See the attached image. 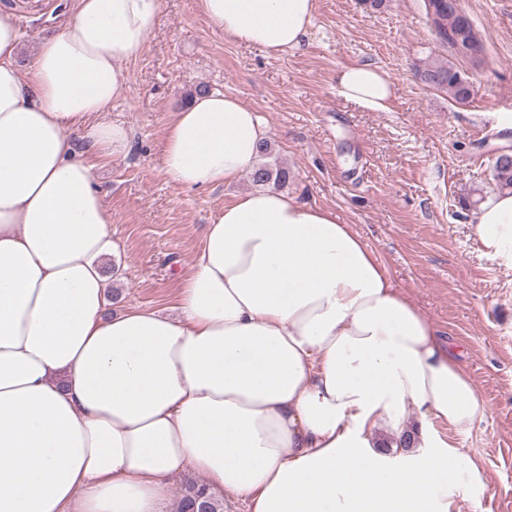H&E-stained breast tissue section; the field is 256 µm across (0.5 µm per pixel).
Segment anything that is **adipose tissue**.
I'll list each match as a JSON object with an SVG mask.
<instances>
[{
	"instance_id": "1",
	"label": "adipose tissue",
	"mask_w": 512,
	"mask_h": 512,
	"mask_svg": "<svg viewBox=\"0 0 512 512\" xmlns=\"http://www.w3.org/2000/svg\"><path fill=\"white\" fill-rule=\"evenodd\" d=\"M199 4L271 56L302 44L317 8ZM159 16L160 0H73L23 72L0 9V512H160L188 470L250 512H449V478L480 473L433 425L468 433L482 393L332 211L240 195L208 224L178 316L107 313L115 244L92 159L128 146L112 103ZM336 92L385 112L394 84L362 64ZM265 135L237 98L199 94L167 124L162 168L189 189L229 183ZM473 232L512 268V194L487 196Z\"/></svg>"
}]
</instances>
